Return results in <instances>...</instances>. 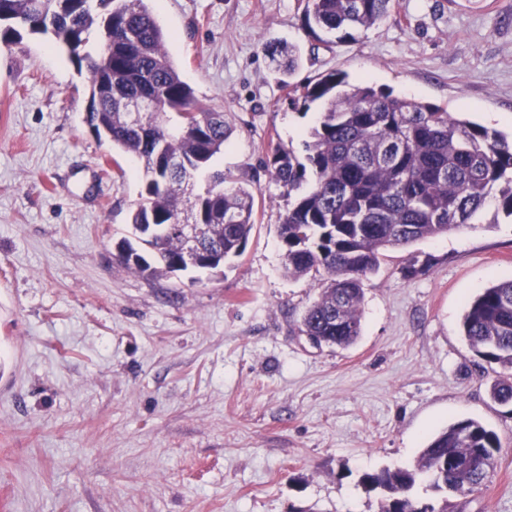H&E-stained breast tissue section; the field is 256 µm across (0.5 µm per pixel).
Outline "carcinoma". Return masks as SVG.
<instances>
[{"instance_id": "cac0c4a2", "label": "carcinoma", "mask_w": 512, "mask_h": 512, "mask_svg": "<svg viewBox=\"0 0 512 512\" xmlns=\"http://www.w3.org/2000/svg\"><path fill=\"white\" fill-rule=\"evenodd\" d=\"M151 0H0V43L22 33L47 35L85 68L90 87L87 122L95 136L134 157L151 179L141 182L132 211L133 239L118 245V261L151 275L216 269L243 254L254 226V192L211 170L224 149V113L198 102L166 50V35ZM393 0H305L310 31L368 29L387 18ZM276 70L293 73L291 50H270ZM292 101L322 104L302 154L274 149L264 167L293 199L280 224L283 272L327 275L301 318V332L346 348L361 335L363 280L382 250L444 236L472 223L488 204L512 217V141L460 120L439 107L407 99L383 86L352 84L331 72L314 84H287ZM135 100L149 101L147 124L125 117ZM165 156L179 167L162 164ZM208 183L197 187L196 176ZM208 226L204 256L187 262L177 225L180 205ZM462 336L488 365L508 373L493 385L512 404V280L484 289L467 305ZM502 443L481 422L461 419L433 436L412 468L366 471L360 483L377 492L381 512H416L414 489L426 484L450 499L480 491Z\"/></svg>"}]
</instances>
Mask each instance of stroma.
<instances>
[{"label":"stroma","instance_id":"obj_1","mask_svg":"<svg viewBox=\"0 0 512 512\" xmlns=\"http://www.w3.org/2000/svg\"><path fill=\"white\" fill-rule=\"evenodd\" d=\"M152 8L182 79L224 114L212 166L253 190L254 228L213 272L120 264L138 164L91 132L87 79L49 37L0 45V512H378L361 474L412 466L464 418L502 441L464 512H512V405L460 329L471 298L512 280V219L490 207L384 251L360 337L317 347L299 327L323 276H285L288 199L264 166L320 112L281 88L279 43L299 50L296 82L341 71L511 140L512 0H395L344 42L310 32L301 0Z\"/></svg>","mask_w":512,"mask_h":512}]
</instances>
